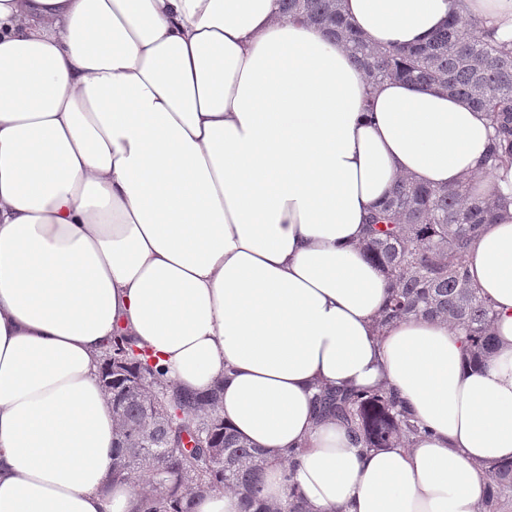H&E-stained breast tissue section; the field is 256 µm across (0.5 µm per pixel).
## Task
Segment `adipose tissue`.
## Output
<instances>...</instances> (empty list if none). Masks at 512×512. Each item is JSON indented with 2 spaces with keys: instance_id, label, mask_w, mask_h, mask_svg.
Segmentation results:
<instances>
[{
  "instance_id": "adipose-tissue-1",
  "label": "adipose tissue",
  "mask_w": 512,
  "mask_h": 512,
  "mask_svg": "<svg viewBox=\"0 0 512 512\" xmlns=\"http://www.w3.org/2000/svg\"><path fill=\"white\" fill-rule=\"evenodd\" d=\"M344 6L380 48L452 15L512 41V0ZM489 136L462 98L368 83L277 0H0V512H135L101 383L120 331L172 389L220 387L267 507L293 486L309 512H480L512 462V203L466 255L496 311L476 364L445 321L377 332L362 242L402 178L512 199ZM383 384L424 437L364 452L316 419L315 386Z\"/></svg>"
}]
</instances>
